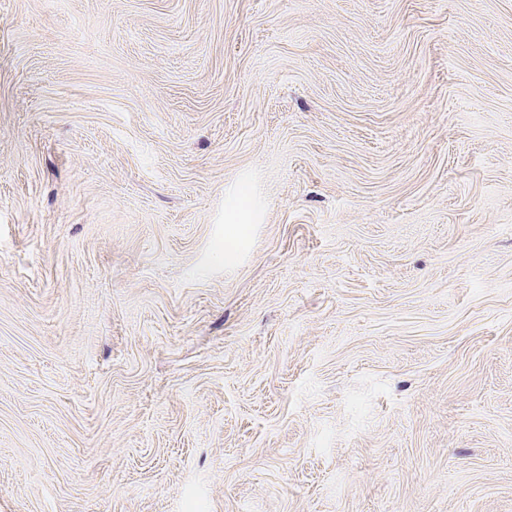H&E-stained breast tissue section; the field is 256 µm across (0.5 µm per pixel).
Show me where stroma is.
Wrapping results in <instances>:
<instances>
[{
    "mask_svg": "<svg viewBox=\"0 0 512 512\" xmlns=\"http://www.w3.org/2000/svg\"><path fill=\"white\" fill-rule=\"evenodd\" d=\"M0 512H512V0H0Z\"/></svg>",
    "mask_w": 512,
    "mask_h": 512,
    "instance_id": "35a3bbf8",
    "label": "stroma"
}]
</instances>
